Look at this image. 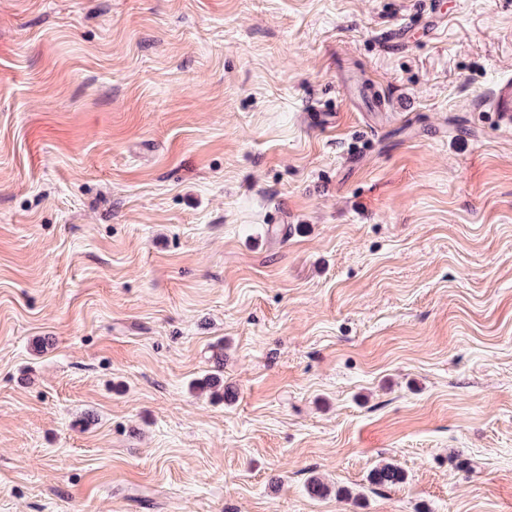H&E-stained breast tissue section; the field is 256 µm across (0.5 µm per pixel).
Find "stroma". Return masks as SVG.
Listing matches in <instances>:
<instances>
[{"instance_id":"obj_1","label":"stroma","mask_w":512,"mask_h":512,"mask_svg":"<svg viewBox=\"0 0 512 512\" xmlns=\"http://www.w3.org/2000/svg\"><path fill=\"white\" fill-rule=\"evenodd\" d=\"M509 78L512 0H0V512H512ZM491 109L492 112H497L501 119L512 123V81L507 80L497 85Z\"/></svg>"}]
</instances>
